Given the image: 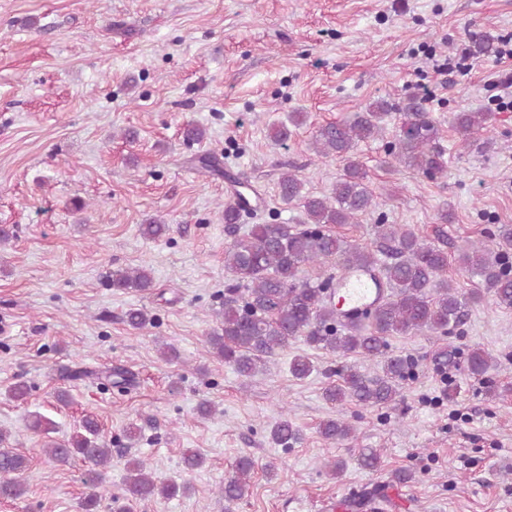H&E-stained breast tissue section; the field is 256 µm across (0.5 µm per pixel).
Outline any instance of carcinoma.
<instances>
[{
  "mask_svg": "<svg viewBox=\"0 0 512 512\" xmlns=\"http://www.w3.org/2000/svg\"><path fill=\"white\" fill-rule=\"evenodd\" d=\"M470 52L477 58L491 56L495 37L486 34L475 38ZM393 110L404 113L405 119L387 146L386 155L430 179L447 173L444 152L436 145L438 128L426 116L428 109L422 96L409 97L396 107L385 99L377 100L350 119L321 126L314 138L316 154L345 161L331 193L311 195L304 191L302 178L294 173L283 174L280 198L303 209V223L254 224L247 237L224 247V267L235 277V283L225 289L222 320L210 333L208 344L238 375L254 376L269 358L300 338L311 348L338 357L353 354L380 365V371L373 375L354 365L336 367L332 371L336 380L323 393L328 403L388 407L401 401V382L413 376L415 367L412 358L388 352L389 337L422 331L447 336L462 322L467 305L480 302L485 292L499 307L512 308V265L501 261L512 251L511 224L500 225L490 243L470 241L458 253L459 265L480 277L484 285V291L467 295L444 277L448 253L405 225H378L377 237L384 243L381 253L388 258L383 263L371 248L350 244L328 228L330 224H354L360 215L378 205V196L367 185L366 173L353 155L359 143L383 136L385 117ZM488 120L486 112L462 111L454 113L452 123L466 137L487 129ZM303 123L302 113H289L275 128L273 139L287 141L291 135L288 125L298 127ZM198 163L204 172L231 183L230 198L224 202V224L232 234L249 203L241 190L242 183L224 172L223 162L215 154L199 156ZM168 231L169 225L160 219L140 225V234L147 239H158ZM331 260L343 271L356 268L376 273L388 288L387 294L377 299L374 310L365 311L356 324L343 323L336 312L332 276L316 280L300 277L302 266H320ZM111 282L118 290H144L151 286L152 277L149 269L141 266L113 272ZM432 363L445 377L450 371H462L475 379L485 377L494 366L493 358L479 348L461 358L459 347L452 341L438 347ZM312 371L313 364L306 356L297 355L289 363V372L297 379L308 377ZM104 378L115 387L132 382L122 368L109 369ZM321 434L327 439L343 440L354 434V428L346 420L328 419L321 424ZM10 438V432L0 429L3 500H15L25 493L19 475L26 470L27 459L9 447ZM271 438L275 444L289 448L300 439V432L284 417L271 429ZM43 451L59 463L83 461L87 465L86 483L95 489L106 480V468L112 462V449L107 447L100 424L92 416L84 417L70 437L49 440ZM358 462L362 468L376 471L381 456L374 448H364ZM254 467L251 457H239L235 474L219 489L221 496L227 501L243 498ZM125 469L124 493L128 501L170 498L188 489L185 484L157 480L142 459L127 460Z\"/></svg>",
  "mask_w": 512,
  "mask_h": 512,
  "instance_id": "obj_1",
  "label": "carcinoma"
}]
</instances>
